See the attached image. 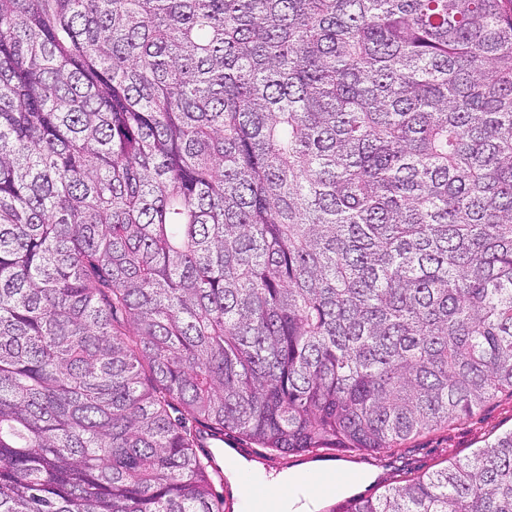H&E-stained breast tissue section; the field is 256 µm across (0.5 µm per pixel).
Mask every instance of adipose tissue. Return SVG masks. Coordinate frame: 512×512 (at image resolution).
Here are the masks:
<instances>
[{
    "instance_id": "adipose-tissue-1",
    "label": "adipose tissue",
    "mask_w": 512,
    "mask_h": 512,
    "mask_svg": "<svg viewBox=\"0 0 512 512\" xmlns=\"http://www.w3.org/2000/svg\"><path fill=\"white\" fill-rule=\"evenodd\" d=\"M224 472L234 489L240 493L237 512H252L253 502L247 496L248 487H263L274 501L276 512H317L321 499L323 468L306 471L289 469L278 474L266 473L261 465L240 458L233 450L224 452Z\"/></svg>"
}]
</instances>
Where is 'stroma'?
<instances>
[{"label":"stroma","mask_w":512,"mask_h":512,"mask_svg":"<svg viewBox=\"0 0 512 512\" xmlns=\"http://www.w3.org/2000/svg\"><path fill=\"white\" fill-rule=\"evenodd\" d=\"M512 430V393L502 392L467 421L444 425L424 432L397 448H381L353 457L346 464L375 473L372 482L346 488L340 497L326 499L320 512H334L341 500L352 496H371L383 492L408 477L432 473L451 461H466L473 452L496 436ZM225 447L258 462L266 471L297 468L311 461L307 455L270 456L267 449L235 433H225Z\"/></svg>","instance_id":"obj_1"}]
</instances>
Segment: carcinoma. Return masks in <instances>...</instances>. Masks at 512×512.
Returning <instances> with one entry per match:
<instances>
[{
	"label": "carcinoma",
	"mask_w": 512,
	"mask_h": 512,
	"mask_svg": "<svg viewBox=\"0 0 512 512\" xmlns=\"http://www.w3.org/2000/svg\"><path fill=\"white\" fill-rule=\"evenodd\" d=\"M503 390L512 0H0V512H225L209 434ZM346 512H512V431Z\"/></svg>",
	"instance_id": "carcinoma-1"
}]
</instances>
